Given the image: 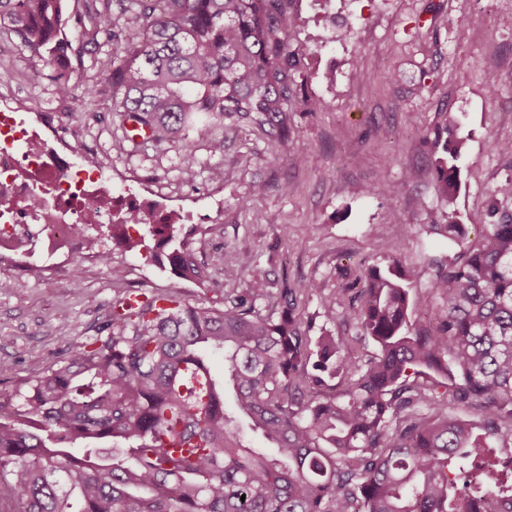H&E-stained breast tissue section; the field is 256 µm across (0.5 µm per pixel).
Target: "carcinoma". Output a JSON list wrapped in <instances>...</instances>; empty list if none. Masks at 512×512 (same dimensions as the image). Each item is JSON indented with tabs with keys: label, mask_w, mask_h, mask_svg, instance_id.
<instances>
[{
	"label": "carcinoma",
	"mask_w": 512,
	"mask_h": 512,
	"mask_svg": "<svg viewBox=\"0 0 512 512\" xmlns=\"http://www.w3.org/2000/svg\"><path fill=\"white\" fill-rule=\"evenodd\" d=\"M68 26L63 0H0V28L46 53L55 92L72 95V36L113 46L78 111L112 95L113 109L156 143L184 147L235 117L288 139L296 50L284 0H115ZM439 169L445 195L460 187L459 147ZM512 179L491 194L484 243L439 269L443 302L433 328H414L412 275L395 264L367 273L350 308L377 354L359 363L347 339L306 336L296 296L267 308L265 283L245 281L221 308L180 292L112 300L97 335L72 346L50 373L0 400V506L11 512H499L512 502ZM154 250L134 224L112 225V243L167 258L178 280H202L173 224H149ZM224 357V379L195 389L190 372ZM425 377L429 383L421 384ZM340 379L342 388L332 385ZM475 413L484 433L448 415ZM266 447L256 448L251 435ZM483 491L460 489L470 473Z\"/></svg>",
	"instance_id": "carcinoma-1"
}]
</instances>
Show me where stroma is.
<instances>
[{
  "label": "stroma",
  "mask_w": 512,
  "mask_h": 512,
  "mask_svg": "<svg viewBox=\"0 0 512 512\" xmlns=\"http://www.w3.org/2000/svg\"><path fill=\"white\" fill-rule=\"evenodd\" d=\"M297 57L288 139L268 126H215L194 140V181L181 174L179 144H133L111 98L87 112L59 98L44 57L0 32V93L54 116L66 137L114 171L148 183L169 200L191 199L204 233L191 245L203 282L179 281L146 258L112 251L111 266L81 262L45 276L28 258L0 289V362L12 365L0 390L46 374L82 339L96 335L121 292L179 290L192 304L222 306L242 284L224 275L232 257L262 279L269 300L282 289L314 285L297 300L306 335L353 341L361 360L371 342L344 314L328 318L321 299L358 301L369 269L391 259L413 269L416 326L436 325L442 302L431 289L439 268L484 240L492 190L512 177V0H286ZM477 24H470V17ZM351 27V39L338 36ZM495 75V88L486 78ZM462 140V189L442 196L435 167L448 138ZM224 176V217L210 216L215 174ZM456 209L466 242L440 230Z\"/></svg>",
  "instance_id": "stroma-1"
}]
</instances>
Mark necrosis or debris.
I'll use <instances>...</instances> for the list:
<instances>
[{"label":"necrosis or debris","instance_id":"4bbe7bcc","mask_svg":"<svg viewBox=\"0 0 512 512\" xmlns=\"http://www.w3.org/2000/svg\"><path fill=\"white\" fill-rule=\"evenodd\" d=\"M92 210L111 225L131 214L144 224L190 220L151 187L117 185L111 168L59 138L41 113L0 96V277L15 272L20 249L36 237L56 265L78 253L100 259L102 248L77 230Z\"/></svg>","mask_w":512,"mask_h":512}]
</instances>
